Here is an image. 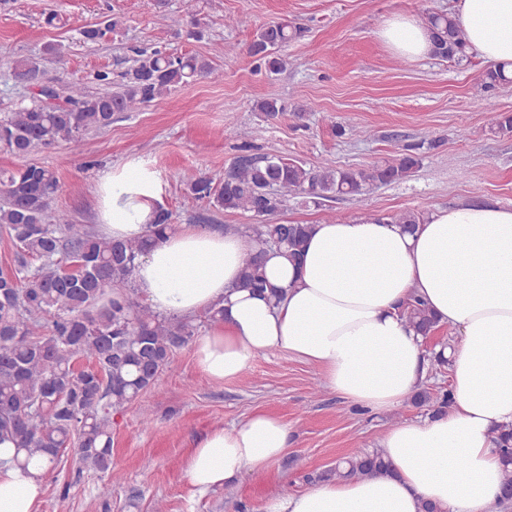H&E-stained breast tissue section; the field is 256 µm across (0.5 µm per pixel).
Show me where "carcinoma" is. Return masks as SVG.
Listing matches in <instances>:
<instances>
[{"label":"carcinoma","mask_w":512,"mask_h":512,"mask_svg":"<svg viewBox=\"0 0 512 512\" xmlns=\"http://www.w3.org/2000/svg\"><path fill=\"white\" fill-rule=\"evenodd\" d=\"M422 21L435 34V57L455 62L469 58L465 33L451 16L427 11ZM119 26L111 18L102 27L83 29L81 36L97 43ZM300 35L301 29L287 22L267 23L257 28L248 52L268 71L279 72L284 67L280 51ZM11 73L35 78L38 65L17 59ZM212 73L211 64L198 56L139 51L117 91L92 93L79 84L57 91L40 86L30 91V104L0 117V147L24 160L0 170V230L15 247L13 268L0 272V445H13L12 460L19 465L47 455L53 471L71 454L80 468L111 471L114 416L155 387L174 354L198 330L192 319L158 314L138 300L133 287L140 258L155 238L174 230L169 212L159 209L157 224L140 238L114 240L97 234L53 208L60 190L55 171L26 158L39 147L60 142L78 153L87 130L107 128L115 115L138 112L165 92ZM507 83H512L511 74L489 69L481 76L480 90L489 94ZM255 108L268 120L285 112L275 97L261 99ZM426 145L433 143L404 144L395 159L368 169L311 168L246 147L223 178L196 175L185 186L210 207L263 220L252 229L257 249L246 254L242 269L243 287L262 293L270 284L260 255L275 250L296 260L309 234L306 224L274 220L288 197L298 195L315 204L359 199L378 186L410 178ZM403 316L424 336L438 329L417 301L407 303ZM78 357L92 368L77 375L73 362ZM414 403L446 412L449 392L424 389ZM387 469L382 454H363L336 462L313 481Z\"/></svg>","instance_id":"1"}]
</instances>
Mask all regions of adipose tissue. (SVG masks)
<instances>
[{
	"mask_svg": "<svg viewBox=\"0 0 512 512\" xmlns=\"http://www.w3.org/2000/svg\"><path fill=\"white\" fill-rule=\"evenodd\" d=\"M471 54L512 72V0H453ZM396 55L433 52L430 30L397 15L379 31ZM99 221L112 238L143 236L157 219L150 176L129 164L98 182ZM251 243L185 224L162 237L133 275L157 312L185 317L223 307L224 319L199 336L194 365L208 381L238 380L257 357L280 352L315 367L357 409L385 414L404 406L427 376L424 338L400 315L421 298L454 338L446 413L391 426L378 447L390 472L325 482L267 499L263 512H488L504 466L497 437L512 427V207L462 201L429 211L414 231L372 218L313 224L301 265L268 252L269 282L281 299L240 284ZM287 424L257 410L216 427L183 461L193 495L247 473H262L288 446ZM0 512H38L46 460L2 465Z\"/></svg>",
	"mask_w": 512,
	"mask_h": 512,
	"instance_id": "obj_1",
	"label": "adipose tissue"
}]
</instances>
